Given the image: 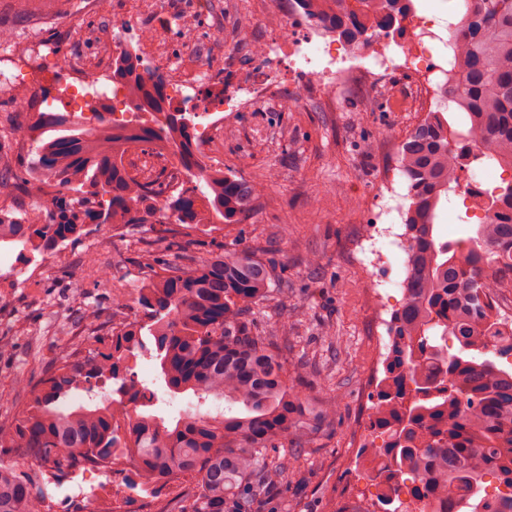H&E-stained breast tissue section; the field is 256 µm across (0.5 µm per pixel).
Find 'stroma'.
<instances>
[{
  "instance_id": "1",
  "label": "stroma",
  "mask_w": 512,
  "mask_h": 512,
  "mask_svg": "<svg viewBox=\"0 0 512 512\" xmlns=\"http://www.w3.org/2000/svg\"><path fill=\"white\" fill-rule=\"evenodd\" d=\"M203 28L218 27L222 38H200L183 53L186 67L213 59L223 61L220 75L231 80L243 65L238 40L280 37L278 18L289 16L294 0H210ZM122 0H115L112 17L90 13L85 0H0V27L33 33L62 53L79 51L82 32L100 31L111 42L124 22ZM28 85L41 95L67 98L64 78L45 66L37 50L26 51ZM29 113L18 112L15 94L0 91V167L16 173V192L4 206L21 216L38 189L24 171L36 158L24 126ZM422 115L403 102L377 101L369 89L353 87L336 93L335 103L320 97L289 102L275 111L251 108L214 133L206 165L246 181H260L264 193L253 211L230 229L213 224L176 238L185 249H173L170 263L201 258L223 250L248 251L275 268L267 298L250 309L258 331L288 324L292 333L282 355L297 374L296 386L312 398L336 400V421L319 436L314 448L281 449L282 460L297 463L298 474L288 488L287 512H335L344 489L356 492L364 504H374L373 473L365 465L351 467L352 437L379 438L370 426L375 389L364 383L376 337L393 333L392 325L371 322L369 295L378 289L390 310L403 303L401 286L407 273L398 262L382 263L375 250H388L392 234L405 231L401 213L407 210L408 182L398 152L421 122ZM397 203L388 217L387 235L366 241L364 225L375 223L381 206ZM154 225L91 226L82 239L66 244L57 263L35 259L25 263L16 254L0 253V274L16 270L20 284L9 289V303L0 306V421L11 422L31 397L30 390L64 357L87 350L94 338L119 330L142 311L131 303L120 311L112 291L97 286L88 257L112 266L118 279L142 287L152 276V256L159 248ZM91 306L100 317L94 329L78 321L81 308ZM333 324L335 347L319 342L322 324ZM28 388L19 391L18 380Z\"/></svg>"
}]
</instances>
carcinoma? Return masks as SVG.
<instances>
[{
    "label": "carcinoma",
    "instance_id": "carcinoma-1",
    "mask_svg": "<svg viewBox=\"0 0 512 512\" xmlns=\"http://www.w3.org/2000/svg\"><path fill=\"white\" fill-rule=\"evenodd\" d=\"M302 17L356 45L400 22L413 0H296ZM457 71L444 94L461 121L429 112L403 142L400 168L409 180L405 225L410 269L405 298L394 313L384 385L371 407L382 444L362 448L374 471L380 512H512V318L492 309L490 297L512 276V180L483 202L475 235L440 240L438 214L457 187L465 163L512 168V0H467L452 28ZM131 82L130 117L98 116L88 128L68 113L39 112L37 168L47 174L53 208L40 224L0 223V244L19 259L45 256L84 234L90 224H157L167 242L170 225L238 223L264 191L260 182L226 176L199 158L198 112L170 110L163 73L138 74V65L112 58V81ZM169 111V122L155 114ZM482 143L479 153L459 152ZM131 145L166 148L181 165L185 188L156 205L148 187L122 163ZM159 272L139 289L143 318L63 359L39 383L12 423L0 422V448H16L42 463L32 480L0 458V512H34L36 499L60 476L106 465L125 469L136 459L138 480L156 489L181 476L198 492L180 512H274L296 473L271 452L290 442L317 446L334 422L336 403L314 401L293 386L277 338L254 330L247 312L269 290L273 270L248 252L211 254ZM457 346L448 348V337ZM141 352L156 361L172 396L196 404L165 423L145 411L155 394L119 378L115 355ZM120 380L114 398L98 406L70 401L79 381ZM227 408L202 410L210 400ZM127 419L120 428L118 420ZM504 488L490 494L484 478Z\"/></svg>",
    "mask_w": 512,
    "mask_h": 512
}]
</instances>
